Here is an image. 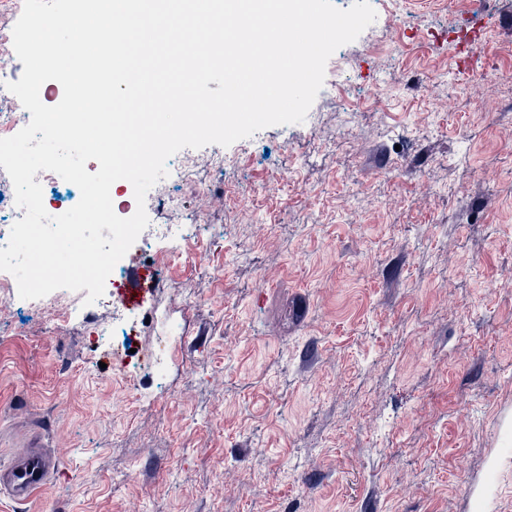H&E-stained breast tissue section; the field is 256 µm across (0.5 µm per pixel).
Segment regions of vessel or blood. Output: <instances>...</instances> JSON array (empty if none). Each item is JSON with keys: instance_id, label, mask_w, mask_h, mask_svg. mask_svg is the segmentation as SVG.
Returning a JSON list of instances; mask_svg holds the SVG:
<instances>
[{"instance_id": "vessel-or-blood-1", "label": "vessel or blood", "mask_w": 512, "mask_h": 512, "mask_svg": "<svg viewBox=\"0 0 512 512\" xmlns=\"http://www.w3.org/2000/svg\"><path fill=\"white\" fill-rule=\"evenodd\" d=\"M57 471V461L41 435H33L23 454L0 465V494L16 503L28 502Z\"/></svg>"}]
</instances>
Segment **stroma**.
I'll list each match as a JSON object with an SVG mask.
<instances>
[{
    "label": "stroma",
    "mask_w": 512,
    "mask_h": 512,
    "mask_svg": "<svg viewBox=\"0 0 512 512\" xmlns=\"http://www.w3.org/2000/svg\"><path fill=\"white\" fill-rule=\"evenodd\" d=\"M370 3L303 123L168 159L195 177L149 221L202 223L204 259L129 249L163 281L120 307L138 355L86 324L115 275L62 328L0 313V463L37 429L60 469L0 512H512V0Z\"/></svg>",
    "instance_id": "obj_1"
}]
</instances>
